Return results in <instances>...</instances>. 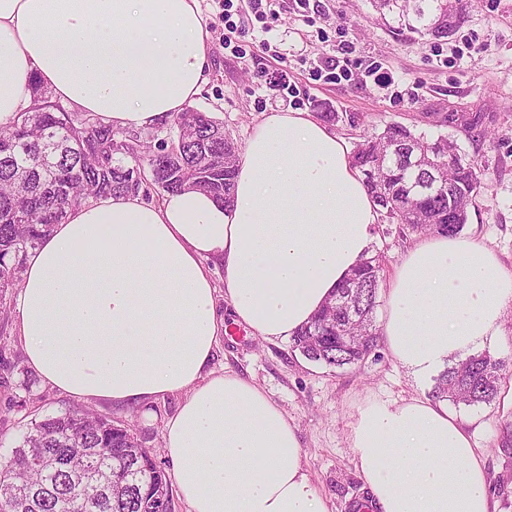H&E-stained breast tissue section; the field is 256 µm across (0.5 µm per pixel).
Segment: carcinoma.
Here are the masks:
<instances>
[{
	"label": "carcinoma",
	"mask_w": 512,
	"mask_h": 512,
	"mask_svg": "<svg viewBox=\"0 0 512 512\" xmlns=\"http://www.w3.org/2000/svg\"><path fill=\"white\" fill-rule=\"evenodd\" d=\"M383 14L425 41L448 37L438 25L448 0H374ZM34 104L19 121L0 128V293L21 279L23 255L41 242L67 211L107 194H137L143 182L126 171L147 163L165 192L199 189L233 202L237 144L221 122L187 109L175 115V152L128 135V149L112 150L122 132L91 113L73 118L33 85ZM46 141H58L54 167L43 170ZM456 141L429 140L391 123L357 144L352 160L364 177L382 221L427 233L458 235L481 186L475 161L456 155ZM382 270L380 255L366 257L334 302L293 337L311 361L343 368L365 360L379 335L374 321ZM351 323L355 341L336 337ZM505 362L483 352L447 367L436 379L435 398L455 405L491 403L500 392ZM171 489L165 464L142 447L131 429L87 409L44 418L13 455L0 463V512H155L153 492Z\"/></svg>",
	"instance_id": "cac0c4a2"
}]
</instances>
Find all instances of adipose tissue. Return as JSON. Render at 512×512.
I'll return each mask as SVG.
<instances>
[{
	"label": "adipose tissue",
	"instance_id": "ef3b65f1",
	"mask_svg": "<svg viewBox=\"0 0 512 512\" xmlns=\"http://www.w3.org/2000/svg\"><path fill=\"white\" fill-rule=\"evenodd\" d=\"M208 38L197 0H0V126L35 81L116 130L165 124L203 92ZM379 220L342 138L310 113H269L239 157L232 206L187 190L69 211L25 260L24 358L80 400L181 395L164 440L187 512H327L287 414L209 364L227 323L267 341L307 325ZM511 300L512 274L487 244L430 234L389 277L382 335L423 377L493 344ZM349 439L375 512H491L486 461L447 401H369Z\"/></svg>",
	"mask_w": 512,
	"mask_h": 512
}]
</instances>
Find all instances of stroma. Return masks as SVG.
Segmentation results:
<instances>
[{"instance_id":"obj_1","label":"stroma","mask_w":512,"mask_h":512,"mask_svg":"<svg viewBox=\"0 0 512 512\" xmlns=\"http://www.w3.org/2000/svg\"><path fill=\"white\" fill-rule=\"evenodd\" d=\"M198 7L209 32L210 66L208 83L193 106L223 122L238 146H245L253 126L268 113L324 110L339 114L334 130L351 146L392 122L430 139L457 140L481 169V188L462 235L482 240L512 272V0H469L462 31L472 44L466 48L456 36L421 43L395 19L382 18L372 0H322L320 11L307 19L293 11L292 0H277L271 32L253 28L246 19L235 35L244 42L269 40L270 50L242 58L224 47L217 0H198ZM342 40L352 50L351 80L311 74L310 62L336 55ZM371 65L389 77V84L380 88L367 77ZM284 82L293 90L289 103L277 91ZM452 112L487 130L486 139L472 141L452 127ZM418 238V232L399 224L377 225L371 249L383 256L382 278H389ZM211 367L253 380L288 413L304 469L329 512H353L354 502L368 493L348 441L359 407L371 399L399 402L427 394L435 384L431 377L415 380L383 346L363 363L336 370L293 351L291 339L265 341L242 328L224 336ZM180 402V396L170 395L133 407L102 398L90 406L130 426L163 462L164 423ZM79 405L26 365L14 320H0V456L10 455L32 421ZM453 412L475 423L474 440L487 460L496 512H512V450L501 445L512 407L497 399Z\"/></svg>"}]
</instances>
